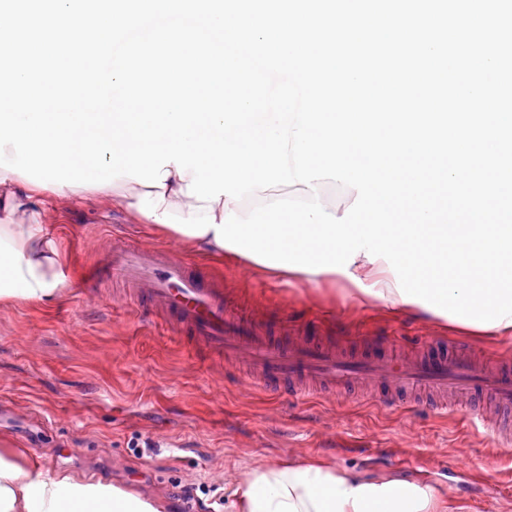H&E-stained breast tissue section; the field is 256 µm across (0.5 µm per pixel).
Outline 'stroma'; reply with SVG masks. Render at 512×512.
I'll use <instances>...</instances> for the list:
<instances>
[{"label": "stroma", "mask_w": 512, "mask_h": 512, "mask_svg": "<svg viewBox=\"0 0 512 512\" xmlns=\"http://www.w3.org/2000/svg\"><path fill=\"white\" fill-rule=\"evenodd\" d=\"M69 268V286L43 305L0 306V406L46 422L51 440L32 453L47 469L109 483L187 512L181 492L229 512L231 491L254 467L312 459L362 476L430 481L462 512H512V439L480 425L485 402L436 409L428 395L380 388L273 394L217 358L190 352V337L116 287L92 288L84 270L114 244L164 247L204 276L220 275L234 311L270 324L308 326L346 346L375 335L395 349L459 343L477 359L510 357L512 343L441 320L360 309L338 287L285 283L244 261L218 259L139 222L104 198L87 206L46 199Z\"/></svg>", "instance_id": "obj_1"}]
</instances>
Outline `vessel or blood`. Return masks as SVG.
I'll return each instance as SVG.
<instances>
[{
  "instance_id": "b4317fda",
  "label": "vessel or blood",
  "mask_w": 512,
  "mask_h": 512,
  "mask_svg": "<svg viewBox=\"0 0 512 512\" xmlns=\"http://www.w3.org/2000/svg\"><path fill=\"white\" fill-rule=\"evenodd\" d=\"M92 287L121 283L130 297L146 300L174 335L192 336L196 345L229 363L248 365L258 381L302 392L374 383L395 392L429 389L478 393L499 410H512V363L492 369L477 366L453 345H441L414 358L382 354L373 339L363 349L343 351L322 337L296 327L284 337L268 335L261 323L231 311L221 278L199 277L188 262L163 248L112 247L87 272Z\"/></svg>"
}]
</instances>
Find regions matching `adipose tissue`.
Instances as JSON below:
<instances>
[{
	"instance_id": "ef3b65f1",
	"label": "adipose tissue",
	"mask_w": 512,
	"mask_h": 512,
	"mask_svg": "<svg viewBox=\"0 0 512 512\" xmlns=\"http://www.w3.org/2000/svg\"><path fill=\"white\" fill-rule=\"evenodd\" d=\"M93 202L100 188L41 187L0 167V257L8 261L0 276V303L44 304L69 286L64 254L49 225L26 221L29 205L45 195ZM306 280L347 284L358 307L382 305L396 313L421 311L402 300L384 260L357 255L348 273H306ZM374 282L375 293L363 283ZM233 512H447L432 485L399 478L366 479L313 460L263 465L241 478L234 490ZM0 512H164L161 503L143 499L102 482H81L72 475L41 467L30 452L0 448Z\"/></svg>"
}]
</instances>
